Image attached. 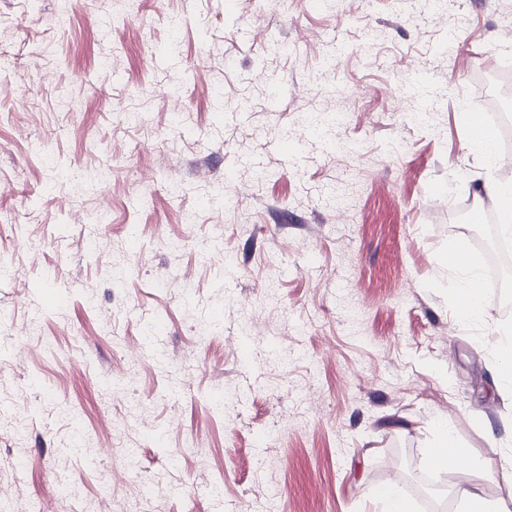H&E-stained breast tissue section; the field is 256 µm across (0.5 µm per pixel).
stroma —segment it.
Segmentation results:
<instances>
[{
	"instance_id": "1",
	"label": "stroma",
	"mask_w": 512,
	"mask_h": 512,
	"mask_svg": "<svg viewBox=\"0 0 512 512\" xmlns=\"http://www.w3.org/2000/svg\"><path fill=\"white\" fill-rule=\"evenodd\" d=\"M509 27L512 0H0V417L29 422L19 444L0 430V497L31 512L81 481L70 512L144 487L161 512H381L394 484L460 512L422 463L437 422L480 493L512 497V316L488 298L460 320L448 266L461 240L486 266L457 217L512 184L462 120L512 63ZM301 112L340 121L297 132ZM132 355L158 445L112 392ZM113 425L141 452L128 483L121 455L86 453Z\"/></svg>"
}]
</instances>
